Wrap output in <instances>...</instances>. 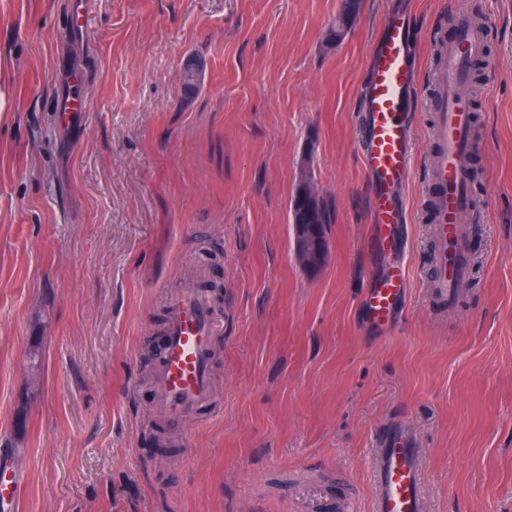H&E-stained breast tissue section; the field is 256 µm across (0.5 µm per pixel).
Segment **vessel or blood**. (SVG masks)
<instances>
[{"label": "vessel or blood", "mask_w": 512, "mask_h": 512, "mask_svg": "<svg viewBox=\"0 0 512 512\" xmlns=\"http://www.w3.org/2000/svg\"><path fill=\"white\" fill-rule=\"evenodd\" d=\"M485 53V32L460 18L442 44L438 94L429 158L432 192L427 214L432 293L453 301L463 287L468 257L462 219L472 209L468 158L473 148V112L467 92L473 60ZM417 60L411 47L407 4L388 11L370 52V80L360 94L357 149L372 206L371 239L380 269L360 302L364 331L389 335L405 305L409 275L405 190L413 155ZM165 346L154 362V408L159 422L174 424L204 413L214 397L210 346L217 334L211 294L189 283L167 297ZM373 512H424L420 450L414 433L399 426L387 432L376 450L372 470ZM22 482L11 458L0 459V512H14Z\"/></svg>", "instance_id": "1"}]
</instances>
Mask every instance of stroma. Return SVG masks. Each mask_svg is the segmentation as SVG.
I'll use <instances>...</instances> for the list:
<instances>
[{"mask_svg": "<svg viewBox=\"0 0 512 512\" xmlns=\"http://www.w3.org/2000/svg\"><path fill=\"white\" fill-rule=\"evenodd\" d=\"M396 2L361 0L331 44L341 0H0V450L25 470L18 512H373L397 424L416 435L425 512H512V0H409L411 288L380 338L360 324L377 261L355 116ZM464 12L485 18L487 53L469 269L443 304L424 158L436 39ZM308 155L330 214L315 270L289 222ZM199 270L222 325L212 412L161 445L152 354L167 294Z\"/></svg>", "mask_w": 512, "mask_h": 512, "instance_id": "obj_1", "label": "stroma"}]
</instances>
